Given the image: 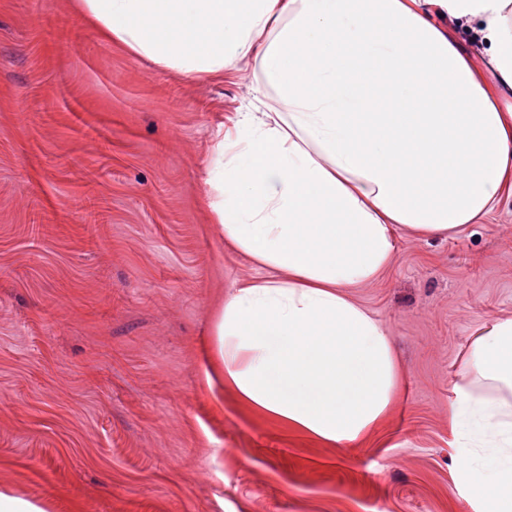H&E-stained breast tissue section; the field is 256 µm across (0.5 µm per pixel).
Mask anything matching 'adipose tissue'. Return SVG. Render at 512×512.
Returning a JSON list of instances; mask_svg holds the SVG:
<instances>
[{"mask_svg":"<svg viewBox=\"0 0 512 512\" xmlns=\"http://www.w3.org/2000/svg\"><path fill=\"white\" fill-rule=\"evenodd\" d=\"M73 3L134 57L191 76L249 64L274 93L207 166L216 222L264 271L225 299L211 347L262 418L360 443L401 373L350 289L384 274L397 233L453 236L512 192V0ZM441 17L478 23L485 70ZM451 390L456 478L481 512H512V317L474 328Z\"/></svg>","mask_w":512,"mask_h":512,"instance_id":"ef3b65f1","label":"adipose tissue"}]
</instances>
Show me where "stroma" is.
Here are the masks:
<instances>
[{
	"instance_id": "35a3bbf8",
	"label": "stroma",
	"mask_w": 512,
	"mask_h": 512,
	"mask_svg": "<svg viewBox=\"0 0 512 512\" xmlns=\"http://www.w3.org/2000/svg\"><path fill=\"white\" fill-rule=\"evenodd\" d=\"M250 66L196 77L98 37L69 0H0V487L53 512H478L449 384L512 316V197L450 238L401 233L350 295L400 399L359 446L209 387L213 322L262 269L205 204L221 126L264 112Z\"/></svg>"
}]
</instances>
